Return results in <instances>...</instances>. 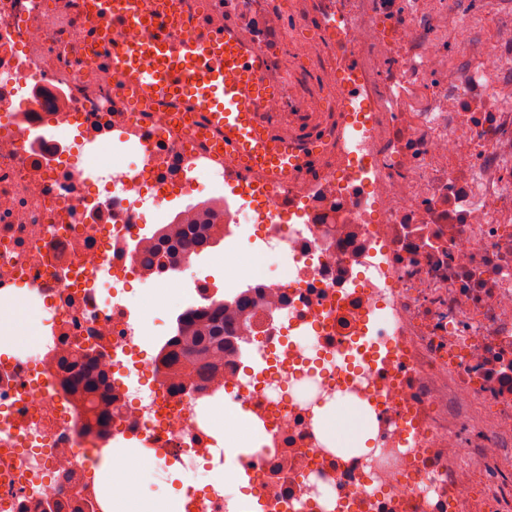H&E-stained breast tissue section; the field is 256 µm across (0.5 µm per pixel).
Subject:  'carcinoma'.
Returning a JSON list of instances; mask_svg holds the SVG:
<instances>
[{"instance_id": "cac0c4a2", "label": "carcinoma", "mask_w": 512, "mask_h": 512, "mask_svg": "<svg viewBox=\"0 0 512 512\" xmlns=\"http://www.w3.org/2000/svg\"><path fill=\"white\" fill-rule=\"evenodd\" d=\"M209 220L210 214L206 213L199 221L185 225L175 241L169 238L167 230H161L157 243L145 254V262L151 266L173 264L180 258L190 260L214 247L215 242L201 229V225L209 223ZM231 304L237 312L247 307L244 299L229 302L220 298L202 309H185L176 316L174 333L160 351L163 365L175 378L186 383L207 382L215 378L228 345L224 340V312ZM95 391L96 385L92 382L78 390L79 405L85 407L89 414V419L83 424L85 431L100 429L112 418V411L100 407L92 397Z\"/></svg>"}]
</instances>
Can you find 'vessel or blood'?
I'll return each mask as SVG.
<instances>
[{
  "mask_svg": "<svg viewBox=\"0 0 512 512\" xmlns=\"http://www.w3.org/2000/svg\"><path fill=\"white\" fill-rule=\"evenodd\" d=\"M167 0H96L86 16L96 22L111 13L113 23L133 24L147 39L112 53V71L127 86L138 88L142 99L160 97L200 104L191 113L202 132L224 135V154L233 158L241 174H266L273 189H284L288 179L308 171L322 152L319 131L310 127L282 135L264 118L261 105L282 93L285 83L275 79L269 61L252 36L233 18H226L222 33L200 21L193 37L171 35Z\"/></svg>",
  "mask_w": 512,
  "mask_h": 512,
  "instance_id": "obj_1",
  "label": "vessel or blood"
}]
</instances>
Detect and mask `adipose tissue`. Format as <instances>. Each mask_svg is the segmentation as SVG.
Wrapping results in <instances>:
<instances>
[{
	"label": "adipose tissue",
	"instance_id": "adipose-tissue-1",
	"mask_svg": "<svg viewBox=\"0 0 512 512\" xmlns=\"http://www.w3.org/2000/svg\"><path fill=\"white\" fill-rule=\"evenodd\" d=\"M153 467V459L140 450H103L91 472L95 483L112 485L105 512H182L184 490L170 488L153 497L146 495L144 486Z\"/></svg>",
	"mask_w": 512,
	"mask_h": 512
}]
</instances>
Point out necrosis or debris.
Segmentation results:
<instances>
[{
    "instance_id": "4bbe7bcc",
    "label": "necrosis or debris",
    "mask_w": 512,
    "mask_h": 512,
    "mask_svg": "<svg viewBox=\"0 0 512 512\" xmlns=\"http://www.w3.org/2000/svg\"><path fill=\"white\" fill-rule=\"evenodd\" d=\"M247 19L271 71L302 63L319 94L263 107L282 132L335 114L326 157L285 190L229 181L231 160L175 124L172 104L126 106L113 47L145 38L82 19V0H0V313L26 292L43 332L0 354V512H101V449L137 440L163 466L204 468L184 512H237L248 476L264 512H512V19L448 0H178ZM311 13L298 39L282 20ZM456 43V58L448 45ZM112 150L108 165L80 153ZM223 191L224 293L247 292L217 383L180 385L160 332L128 296L201 308L211 278L141 266L133 244L180 221L171 201ZM153 224L143 219L144 208ZM277 266L249 272L244 249ZM78 354L72 369L63 351ZM97 378L107 431L76 427L72 386ZM339 404L372 436L342 446ZM248 413L254 451L214 418Z\"/></svg>"
}]
</instances>
